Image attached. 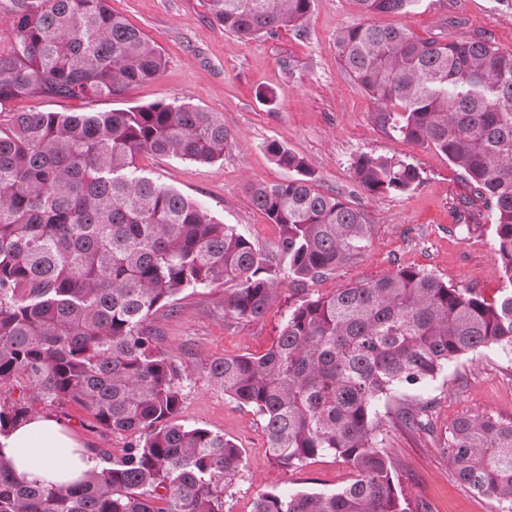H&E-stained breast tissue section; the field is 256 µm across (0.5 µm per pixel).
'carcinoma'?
<instances>
[{"label": "carcinoma", "mask_w": 512, "mask_h": 512, "mask_svg": "<svg viewBox=\"0 0 512 512\" xmlns=\"http://www.w3.org/2000/svg\"><path fill=\"white\" fill-rule=\"evenodd\" d=\"M12 47L0 51V111L41 95L112 98L159 78V46L108 0H0ZM214 22L241 38L306 31L313 0H207ZM362 19L338 37L341 68L379 105L378 122L444 154L491 212L509 287L487 301L435 274L402 267L303 300L263 354L216 358L208 376L263 417L285 468L324 452L353 480L331 493H265L254 512H407L382 447L384 418L414 433L425 407L378 406L401 388L490 347L512 352V54L477 39L443 43L404 26L419 0H355ZM234 136L218 112L189 103L111 112L18 113L0 134V386L19 378L82 407L132 441L72 484L27 483L0 453V512H224L241 451L174 421L179 368L144 322L182 289L227 284L224 320L262 318L278 293L269 257L232 224L141 175L144 154L213 163ZM266 150L288 171L253 182V205L279 229L277 261L306 283L342 265L372 235L364 213L318 189L303 158ZM355 181L371 195L421 183L403 160L361 155ZM30 418L0 407V437ZM448 465L472 492L512 512V422L461 417L448 428Z\"/></svg>", "instance_id": "cac0c4a2"}]
</instances>
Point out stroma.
<instances>
[{
    "label": "stroma",
    "mask_w": 512,
    "mask_h": 512,
    "mask_svg": "<svg viewBox=\"0 0 512 512\" xmlns=\"http://www.w3.org/2000/svg\"><path fill=\"white\" fill-rule=\"evenodd\" d=\"M113 11L152 39L167 66L156 80L123 96L81 103L41 97L22 99L0 112V131L14 113L106 112L127 105L185 101L218 112L234 141L213 163L146 155V175L206 208L224 224L275 254L279 230L256 209L248 183L287 179L266 151L276 140L302 157L319 189L341 194L363 211L374 232L336 271L303 286L279 272L280 291L259 320H224V288H186L148 318L158 349L179 366L182 405L176 421L224 435L242 453V466L224 493V512H253L264 493L331 492L353 478L350 467L331 453L290 470L269 453L262 417L228 398L208 377L217 358L259 355L280 335L289 314L303 299L326 296L347 284L378 279L400 267L434 273L485 299L499 296L507 282L494 251L493 225L481 201L472 197L461 171L447 157L391 135L376 119L378 105L340 66V31L359 22L353 0H313L304 34L279 31L272 38L242 39L214 23L206 0H110ZM381 26L402 25L418 37L440 42L486 38L512 53V7L501 0H420L410 13L373 16ZM273 91L275 105L257 94ZM393 156L416 166L421 183L403 194L371 195L353 176L361 155ZM471 205L479 231L462 232L460 209ZM399 397L427 405L433 431L412 435L389 430L383 446L394 463L393 478L410 512H495L497 505L472 495L448 468V429L458 418L491 416L512 421V354L491 348L449 363L435 378ZM24 400L32 414L53 418L81 444L92 463L119 456L128 435L91 424L78 405L38 394L26 380L0 387V405Z\"/></svg>",
    "instance_id": "35a3bbf8"
}]
</instances>
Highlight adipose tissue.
Masks as SVG:
<instances>
[{"label": "adipose tissue", "instance_id": "adipose-tissue-1", "mask_svg": "<svg viewBox=\"0 0 512 512\" xmlns=\"http://www.w3.org/2000/svg\"><path fill=\"white\" fill-rule=\"evenodd\" d=\"M76 441L54 420L36 415L0 439V450L13 458L18 476L49 485L79 479L89 468L87 456Z\"/></svg>", "mask_w": 512, "mask_h": 512}]
</instances>
